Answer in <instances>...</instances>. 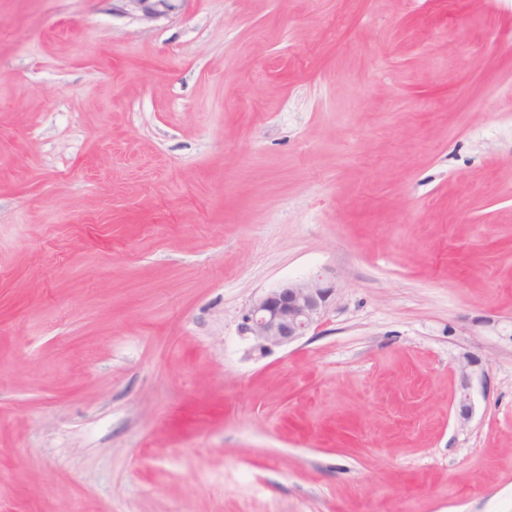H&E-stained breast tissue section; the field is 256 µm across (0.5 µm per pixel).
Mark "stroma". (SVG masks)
<instances>
[{"label": "stroma", "instance_id": "stroma-1", "mask_svg": "<svg viewBox=\"0 0 512 512\" xmlns=\"http://www.w3.org/2000/svg\"><path fill=\"white\" fill-rule=\"evenodd\" d=\"M510 42L512 0H0V512H512ZM319 272L307 336L240 334ZM336 283L321 275L288 280L253 300L241 331L261 352L283 347L317 327L336 301Z\"/></svg>", "mask_w": 512, "mask_h": 512}]
</instances>
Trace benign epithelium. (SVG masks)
Listing matches in <instances>:
<instances>
[{
  "label": "benign epithelium",
  "mask_w": 512,
  "mask_h": 512,
  "mask_svg": "<svg viewBox=\"0 0 512 512\" xmlns=\"http://www.w3.org/2000/svg\"><path fill=\"white\" fill-rule=\"evenodd\" d=\"M147 18L160 14L158 7L168 0H127ZM336 283L321 275L301 280H288L263 292L253 300L243 316L241 331L252 338L262 352L287 346L318 326L336 301ZM475 361L465 358L459 366L461 386L465 390L459 400V420L466 423L472 416L473 403L467 393L471 367Z\"/></svg>",
  "instance_id": "7a95c632"
}]
</instances>
